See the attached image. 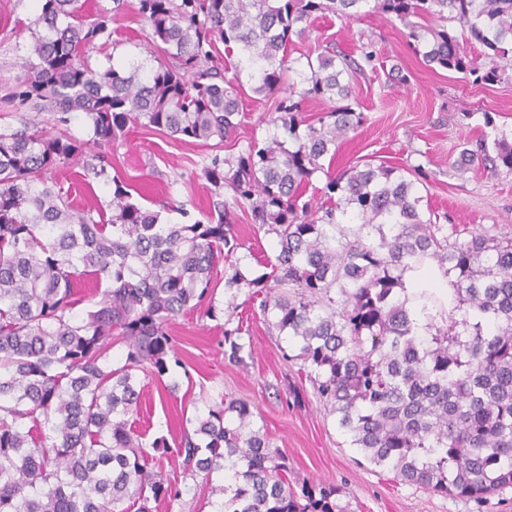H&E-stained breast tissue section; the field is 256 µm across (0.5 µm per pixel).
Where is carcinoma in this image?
Wrapping results in <instances>:
<instances>
[{"instance_id":"cac0c4a2","label":"carcinoma","mask_w":512,"mask_h":512,"mask_svg":"<svg viewBox=\"0 0 512 512\" xmlns=\"http://www.w3.org/2000/svg\"><path fill=\"white\" fill-rule=\"evenodd\" d=\"M33 40L5 89L10 112H33L23 128H0V512H115L127 498L138 512L182 490L147 466L129 416L141 404V376L180 363L168 323L214 292L224 254L241 244L224 222L169 224L132 201L117 176L108 207L74 209L69 191L42 176L75 162L85 144L42 126L75 112L91 141L110 145L140 125L180 140L233 139L241 125L242 75L274 98V124L287 138L250 143L203 169L250 207L254 223L278 237L272 272L252 279L231 265L228 287L264 294L263 314L288 334L314 394L371 464L409 485L485 503L512 489V237L495 227L451 240L421 208L409 175L383 163L352 167L321 188L329 205L303 200L339 144L364 120L347 103L350 80L373 65L327 46L302 88L282 93L293 70L288 47L311 20L362 8L399 20L409 45L427 42L430 65L473 84L512 71V0H138L157 66L93 72L87 49L112 38V14L86 22L81 0H35ZM456 22L461 34L448 28ZM478 42L487 63L467 56L459 36ZM230 67L219 68L218 44ZM307 100L332 103L326 122H309ZM465 142L453 169L512 174V127ZM429 261L454 286L448 324L417 328L400 292L413 265ZM104 284L86 312L74 309L80 276ZM116 344L120 361L110 358ZM224 355L244 361L242 326L224 322ZM236 413L237 424L225 414ZM248 404L231 400L198 413L175 448L216 497L214 512H351L333 484L288 481V456L252 428Z\"/></svg>"}]
</instances>
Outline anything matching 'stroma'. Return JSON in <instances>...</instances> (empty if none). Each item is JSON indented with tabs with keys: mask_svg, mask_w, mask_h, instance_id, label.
Listing matches in <instances>:
<instances>
[{
	"mask_svg": "<svg viewBox=\"0 0 512 512\" xmlns=\"http://www.w3.org/2000/svg\"><path fill=\"white\" fill-rule=\"evenodd\" d=\"M36 17L31 0H0V85L19 74V62L31 42L29 26ZM111 42L97 45L85 55L96 72L125 67L147 58L151 29L138 14V0H124L115 17ZM370 43L375 68L351 82L349 102L364 121L336 151L329 173H316L308 187L316 194L327 175L376 159L403 169L423 165L430 173L422 189L423 207L448 214L449 236L496 226L512 236V175L493 176L483 171L457 175L451 164L460 145L478 138L485 117L496 125H512V78L493 86L475 85L456 73L430 68L406 41L404 26L379 14L359 12L345 19L319 16L304 38L289 49L294 58L314 56L326 45L359 56ZM399 69L407 83L393 80ZM245 118L235 139L215 147L186 142L143 127L129 128L122 141L98 147L81 114H74L57 133L88 142L83 159L49 173V183L70 187L78 207H106L112 196L111 176L131 188L134 201L160 212L172 224L206 220L216 202H224L227 216L242 243L230 258L248 278L267 272L266 262L278 252V239L253 224L247 208L236 205L230 188H215L203 169L213 156L232 157L248 143L265 141L275 131L270 100L245 89L241 98ZM105 163L106 177L93 173ZM260 296L249 288L226 289L216 280L212 297L174 317L170 336L182 359L160 378L143 381L141 410L133 425L144 445L158 438L175 444L185 420L221 396L247 401L254 425L266 432L271 447L288 456L291 479H308L339 487L341 502L352 512H512V490L490 496L483 506L459 498L437 495L402 482L390 469L364 461L338 429L334 416L316 401L300 361L284 360L287 338L261 312ZM242 321L252 354L242 363L224 355V322ZM302 401H295V393ZM163 474L179 484L180 500L161 503L156 512H211V497L203 475L185 473L180 458L160 463Z\"/></svg>",
	"mask_w": 512,
	"mask_h": 512,
	"instance_id": "stroma-1",
	"label": "stroma"
}]
</instances>
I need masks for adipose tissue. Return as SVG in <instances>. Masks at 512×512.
Instances as JSON below:
<instances>
[{"instance_id":"ef3b65f1","label":"adipose tissue","mask_w":512,"mask_h":512,"mask_svg":"<svg viewBox=\"0 0 512 512\" xmlns=\"http://www.w3.org/2000/svg\"><path fill=\"white\" fill-rule=\"evenodd\" d=\"M406 294L409 298L408 308L417 324L429 320H438L448 314V299L453 293V286L444 270L429 263L415 265L404 276ZM433 293L434 304L422 305L418 298L421 291Z\"/></svg>"}]
</instances>
